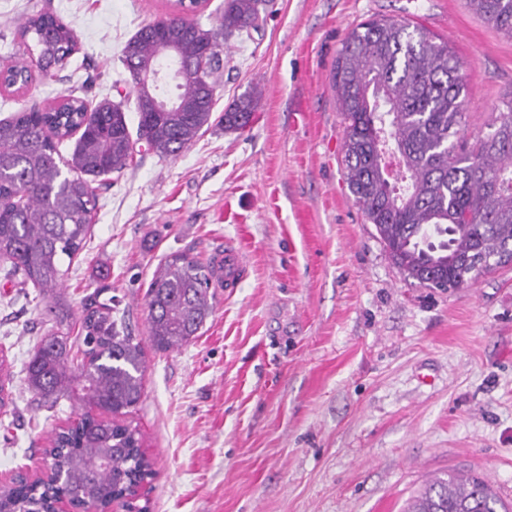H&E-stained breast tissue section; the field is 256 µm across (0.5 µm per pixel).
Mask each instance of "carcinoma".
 <instances>
[{"mask_svg":"<svg viewBox=\"0 0 512 512\" xmlns=\"http://www.w3.org/2000/svg\"><path fill=\"white\" fill-rule=\"evenodd\" d=\"M261 0H225L218 25L193 19L148 23L122 49L130 75L136 134L121 106L70 93L0 119V259L4 276H20L54 301L56 321L70 314L57 300L63 258L87 238L96 197L91 179L120 175L135 141L160 158H175L211 126L224 36L259 27ZM497 30L512 37V0H469ZM24 52L36 49L39 74L51 81L79 43L70 26L43 6L18 26ZM178 109L150 112L140 80L171 56ZM463 65L448 43L423 27L369 20L347 37L331 82L344 121L345 180L366 220L407 279L454 290L500 267L512 252V98L490 131L474 143L459 137L467 122ZM253 101L224 112V130L246 128ZM78 135L66 158L59 145ZM215 262L175 254L155 269L146 292L149 340L160 351L196 336L214 309ZM82 356L65 334L52 333L26 366L28 388L45 406L61 396L79 401L84 421L53 430L48 455L54 478L0 487V512H40L64 495L82 508L112 507L127 486L153 476L137 428L104 418L135 406L143 393L141 339L93 297L78 320ZM10 364L0 357V410L9 403ZM408 512H512L486 479L450 472L428 483Z\"/></svg>","mask_w":512,"mask_h":512,"instance_id":"1","label":"carcinoma"}]
</instances>
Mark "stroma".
<instances>
[{"label":"stroma","mask_w":512,"mask_h":512,"mask_svg":"<svg viewBox=\"0 0 512 512\" xmlns=\"http://www.w3.org/2000/svg\"><path fill=\"white\" fill-rule=\"evenodd\" d=\"M50 2L80 52L53 81L0 86V118L80 89L122 101L119 56L170 0H0V69L33 5ZM420 25L461 60L468 142L512 97V38L467 0H268L261 26L225 39L215 115L253 98L249 126L216 124L178 157L136 145L117 178L96 179L83 249L64 266L72 316L113 301L143 337L144 393L122 415L155 472L149 512H404L436 475L486 477L512 506V265L459 291L411 283L344 177V123L331 72L371 18ZM246 273L221 288L194 341L148 342L146 291L161 261L205 262L227 245ZM36 288L0 276V351L16 370L0 415V484L45 474L54 428L77 405L39 409L23 365L52 329Z\"/></svg>","instance_id":"35a3bbf8"}]
</instances>
